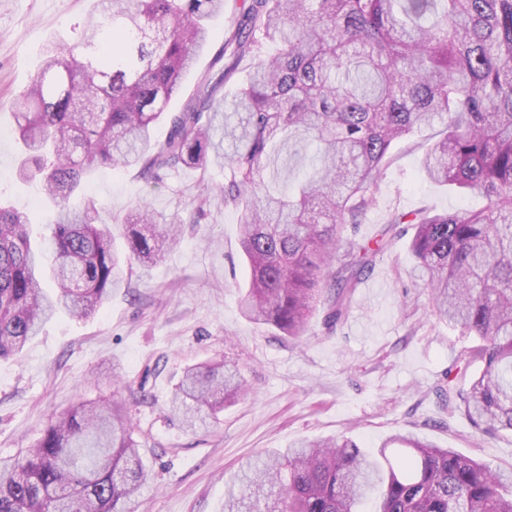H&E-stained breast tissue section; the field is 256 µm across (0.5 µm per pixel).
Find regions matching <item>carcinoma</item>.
I'll return each instance as SVG.
<instances>
[{"label": "carcinoma", "instance_id": "cac0c4a2", "mask_svg": "<svg viewBox=\"0 0 512 512\" xmlns=\"http://www.w3.org/2000/svg\"><path fill=\"white\" fill-rule=\"evenodd\" d=\"M224 0H96L78 39L47 50L13 100L18 174L56 206L47 250L58 293L40 283L29 215L0 206V359L19 355L64 311L89 317L127 270L161 257L180 220L139 206L124 218L128 255L83 192L99 167L158 180L182 167L227 168L220 197L238 213L257 324L299 338L327 292L348 312L372 249L347 228L373 204L392 144L441 126L423 161L433 183L479 193V211L390 214L411 224L410 251L436 314L480 339L441 388L484 434L512 432V0H249L234 32L161 143L151 129L210 39ZM262 33L277 45L263 51ZM236 93L224 86L242 62ZM293 192L275 190L298 166ZM245 389L223 364L188 367L171 408L205 426ZM145 464L120 408L80 402L37 444L0 458V512H128ZM512 512V475L413 436L366 451L340 437L249 459L224 512Z\"/></svg>", "mask_w": 512, "mask_h": 512}]
</instances>
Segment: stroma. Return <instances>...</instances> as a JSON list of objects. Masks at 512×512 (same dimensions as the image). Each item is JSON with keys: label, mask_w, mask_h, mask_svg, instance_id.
Masks as SVG:
<instances>
[{"label": "stroma", "mask_w": 512, "mask_h": 512, "mask_svg": "<svg viewBox=\"0 0 512 512\" xmlns=\"http://www.w3.org/2000/svg\"><path fill=\"white\" fill-rule=\"evenodd\" d=\"M241 0H226L211 38L185 74L168 110H181L234 24ZM93 0H0V201L27 210L34 235L49 234L51 211L38 183L17 174L20 144L9 103L40 70L48 45L73 43ZM429 145L394 144L357 226L364 240L389 244L366 271L340 321L318 305L301 338L256 324L240 311L248 270L238 215L204 199L222 168L169 172L154 183L135 168H102L87 191L100 217L120 229L136 204L184 219L176 243L150 267L134 266L128 287L112 292L90 319L59 313L20 357L0 359V456L32 447L57 415L82 400H116L133 423L147 469L131 512H224V489L247 458L302 440L347 436L365 449L395 435L512 470V433L478 432L443 407L437 390L458 351L477 339L438 320L421 281L411 276V225L387 227L393 211L478 210L484 197L430 182ZM234 365L245 393L215 422L185 430L168 408L183 370L213 360Z\"/></svg>", "instance_id": "obj_1"}]
</instances>
